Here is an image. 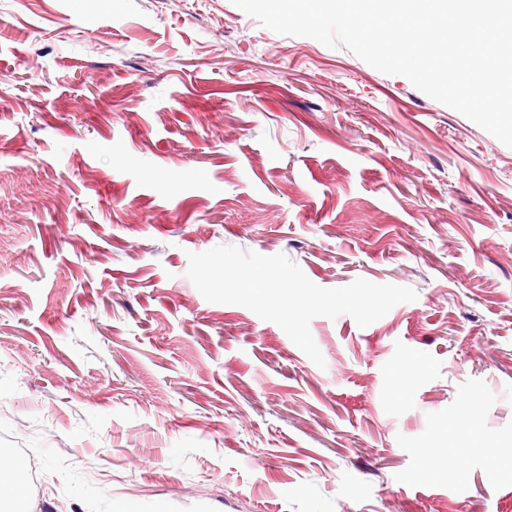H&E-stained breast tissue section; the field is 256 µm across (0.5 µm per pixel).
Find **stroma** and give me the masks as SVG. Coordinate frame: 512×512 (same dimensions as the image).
Wrapping results in <instances>:
<instances>
[{"mask_svg":"<svg viewBox=\"0 0 512 512\" xmlns=\"http://www.w3.org/2000/svg\"><path fill=\"white\" fill-rule=\"evenodd\" d=\"M219 245L417 299L313 318L320 367L203 298L188 255ZM477 433L512 448V147L231 0H0V455L34 473L24 512H512Z\"/></svg>","mask_w":512,"mask_h":512,"instance_id":"stroma-1","label":"stroma"}]
</instances>
